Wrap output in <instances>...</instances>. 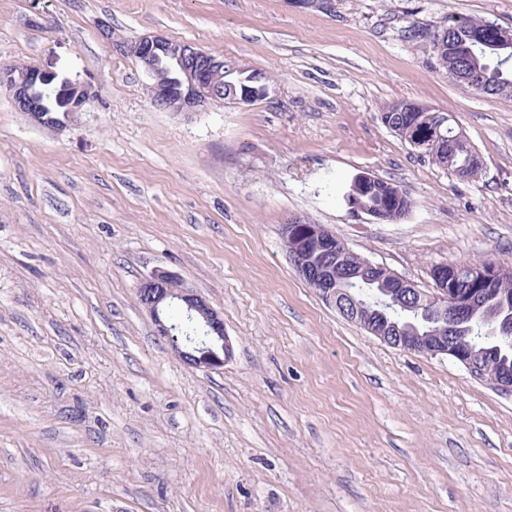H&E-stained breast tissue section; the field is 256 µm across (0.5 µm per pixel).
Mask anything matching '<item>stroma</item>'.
<instances>
[{"label":"stroma","mask_w":512,"mask_h":512,"mask_svg":"<svg viewBox=\"0 0 512 512\" xmlns=\"http://www.w3.org/2000/svg\"><path fill=\"white\" fill-rule=\"evenodd\" d=\"M512 0H0V67L89 82L78 124L0 88V512H512V394L395 349L288 260L300 216L428 290L433 264H512V101L435 69L411 25ZM160 34L269 76L266 99L170 112L130 53ZM455 117L459 180L383 124ZM364 171L410 196L376 223ZM224 316L234 356L184 365L137 301L154 270Z\"/></svg>","instance_id":"obj_1"}]
</instances>
